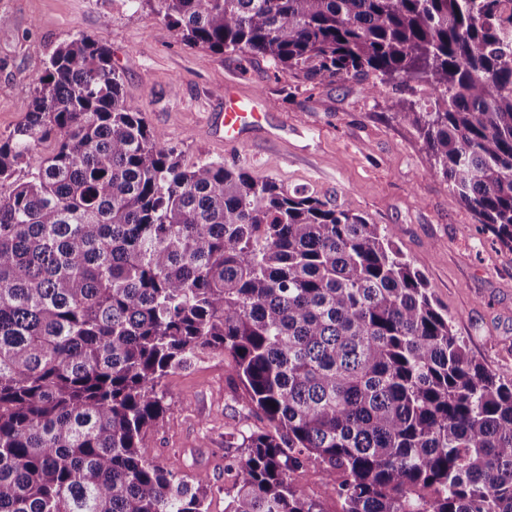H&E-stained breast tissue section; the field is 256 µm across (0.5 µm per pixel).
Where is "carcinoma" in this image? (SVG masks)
<instances>
[{
	"label": "carcinoma",
	"mask_w": 512,
	"mask_h": 512,
	"mask_svg": "<svg viewBox=\"0 0 512 512\" xmlns=\"http://www.w3.org/2000/svg\"><path fill=\"white\" fill-rule=\"evenodd\" d=\"M180 40L392 102L512 251V0H154ZM228 357L273 431L224 434L225 512H512V378L455 336L394 232L243 167L188 168L112 54L58 47L0 139V512H207L149 459L163 379ZM434 488L430 497L415 493ZM292 480L305 495L321 500L325 512L340 510V504L336 502V499L324 493L323 472L319 465L311 464L297 471L292 476Z\"/></svg>",
	"instance_id": "obj_1"
}]
</instances>
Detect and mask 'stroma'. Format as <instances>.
<instances>
[{"label":"stroma","mask_w":512,"mask_h":512,"mask_svg":"<svg viewBox=\"0 0 512 512\" xmlns=\"http://www.w3.org/2000/svg\"><path fill=\"white\" fill-rule=\"evenodd\" d=\"M82 35L111 49L127 99L184 165L240 166L392 229L470 355L512 377V250L477 223L436 172L417 130L390 108L399 97L431 99L430 86L395 82L372 95L359 79L318 85L278 73L269 60L192 48L150 0H0V138L23 124L50 55ZM228 86L266 114L238 146L220 138ZM164 391L170 410L145 439L148 455L180 459L186 478L206 476L208 510L224 512L233 485L224 434L264 433L268 422L245 405L244 388L220 355L172 371Z\"/></svg>","instance_id":"1"}]
</instances>
